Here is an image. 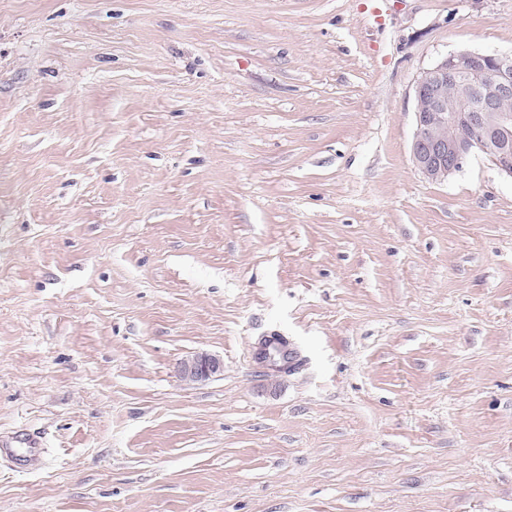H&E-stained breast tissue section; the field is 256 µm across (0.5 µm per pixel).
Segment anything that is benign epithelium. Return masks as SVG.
Returning a JSON list of instances; mask_svg holds the SVG:
<instances>
[{
	"mask_svg": "<svg viewBox=\"0 0 512 512\" xmlns=\"http://www.w3.org/2000/svg\"><path fill=\"white\" fill-rule=\"evenodd\" d=\"M416 101L412 158L427 179L442 182L476 152L512 178V51L459 50L423 69ZM182 380L204 382L224 373L215 354L196 353L178 363Z\"/></svg>",
	"mask_w": 512,
	"mask_h": 512,
	"instance_id": "benign-epithelium-1",
	"label": "benign epithelium"
}]
</instances>
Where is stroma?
<instances>
[{
	"label": "stroma",
	"mask_w": 512,
	"mask_h": 512,
	"mask_svg": "<svg viewBox=\"0 0 512 512\" xmlns=\"http://www.w3.org/2000/svg\"><path fill=\"white\" fill-rule=\"evenodd\" d=\"M460 49L512 0H0V512H512V178L411 158ZM177 371L182 380L204 382L224 372V361L215 354L196 353L178 363Z\"/></svg>",
	"instance_id": "obj_1"
}]
</instances>
